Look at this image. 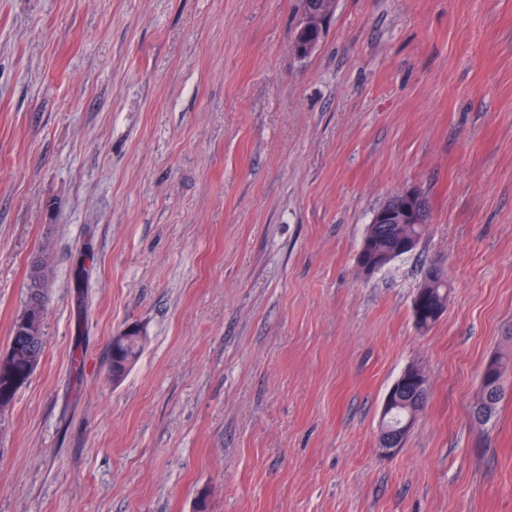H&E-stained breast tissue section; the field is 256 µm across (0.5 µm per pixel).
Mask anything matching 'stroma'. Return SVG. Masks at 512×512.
<instances>
[{"mask_svg": "<svg viewBox=\"0 0 512 512\" xmlns=\"http://www.w3.org/2000/svg\"><path fill=\"white\" fill-rule=\"evenodd\" d=\"M301 21V0H0V354L30 261L50 270L0 512H512V367L470 415L512 357V0H336L304 58ZM407 188L424 238L363 272ZM412 364L428 401L384 457ZM427 271L425 272L424 279L419 286V288H429L431 298L438 303L446 302L448 299V281L446 279H441L443 276V271L440 266L434 265L430 268V277H438L440 279H436L433 281H429L426 279ZM134 334L123 333L112 340L111 368L112 375L120 378L126 371L127 365L134 363L142 351V337L131 338ZM412 382L415 385L408 390L406 384ZM429 392V380L425 372L418 365L408 366L395 383L390 387L383 403L382 418L386 425L387 412L393 407L394 401L401 403L405 398L409 403L422 405L427 401ZM403 393L402 397L400 394ZM414 421L404 423L397 430H389L385 425L379 433V450L384 456H392L399 452L405 441L407 432Z\"/></svg>", "mask_w": 512, "mask_h": 512, "instance_id": "35a3bbf8", "label": "stroma"}]
</instances>
